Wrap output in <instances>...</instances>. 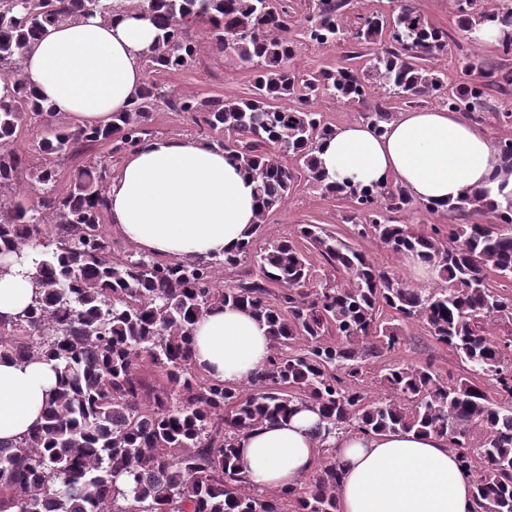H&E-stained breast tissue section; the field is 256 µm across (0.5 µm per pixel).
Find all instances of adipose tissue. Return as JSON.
Returning <instances> with one entry per match:
<instances>
[{
	"label": "adipose tissue",
	"instance_id": "adipose-tissue-1",
	"mask_svg": "<svg viewBox=\"0 0 512 512\" xmlns=\"http://www.w3.org/2000/svg\"><path fill=\"white\" fill-rule=\"evenodd\" d=\"M156 31L127 12L117 21L88 18L49 26L29 51L23 74L39 97L73 126L111 121L126 111L145 77V55ZM498 147L459 113L442 109L399 113L377 134L350 122L337 128L319 157L336 181L371 189L396 180L435 207L467 191H498ZM109 221L140 251L166 258L223 255L256 221L254 185L223 151L187 137H156L129 152L108 188ZM194 359L225 383L246 381L262 367L270 342L264 325L240 309L200 319ZM55 383L50 364L0 360V440L28 433L41 421ZM317 416L255 427L240 439L241 468L258 489L296 484L315 468ZM343 469L338 512H474L473 474L445 439L414 431L395 435L340 434Z\"/></svg>",
	"mask_w": 512,
	"mask_h": 512
}]
</instances>
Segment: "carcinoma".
Listing matches in <instances>:
<instances>
[{"label": "carcinoma", "instance_id": "cac0c4a2", "mask_svg": "<svg viewBox=\"0 0 512 512\" xmlns=\"http://www.w3.org/2000/svg\"><path fill=\"white\" fill-rule=\"evenodd\" d=\"M0 0V71L14 88L0 99V277L21 273L32 298L16 314L0 313V360L52 365L56 384L43 423L21 438L0 440V512H337L342 470L336 435L406 431L448 440L474 474L476 512H512V335L489 326L512 323V192L485 190L448 202L463 223L445 237L394 224L388 212L415 205L390 181L376 191L333 180L319 163L320 143L336 127L312 109L320 97L361 103L371 90L387 98L434 97L451 112L482 121L493 114L512 126V108L493 104L512 90L511 68L460 62L449 87L437 70L457 37L498 30L496 50L512 56V0H456V28L431 23L403 4L389 17L359 15L356 38L371 46L364 76L345 61L305 78L293 61L291 26L319 45L338 44L348 0ZM148 18L157 35L146 55L147 77L131 106L104 125L73 129L38 99L23 75L31 44L46 26L121 11ZM203 28L206 43L193 36ZM253 73L242 97L186 96L157 80L181 72L202 48ZM183 112L211 147L228 154L256 183L257 221L224 257L160 259L138 252L112 257L102 224L108 210L112 158L153 134L154 114ZM376 130L393 119L377 105L362 114ZM36 125L43 156L107 145L108 154L73 175L65 193L56 170L18 153L17 130ZM324 195L353 206L346 221L367 225L397 254L437 272L443 286L411 288L363 252L318 224H301L307 241L340 274L314 281L305 252L287 240L255 248L257 229L281 206L297 176L288 157ZM253 262L258 274L223 288L214 268ZM227 306L249 311L267 327L268 362L245 383L229 386L194 360L193 327ZM420 323L459 357L454 379L431 366L386 363L378 370L385 396L360 385L365 358L401 344L395 322ZM333 336L336 341H328ZM167 381L147 387L141 363ZM492 383V399L484 384ZM317 413L314 437L330 453L308 481L274 491L250 486L239 469L242 435L301 409Z\"/></svg>", "mask_w": 512, "mask_h": 512}]
</instances>
